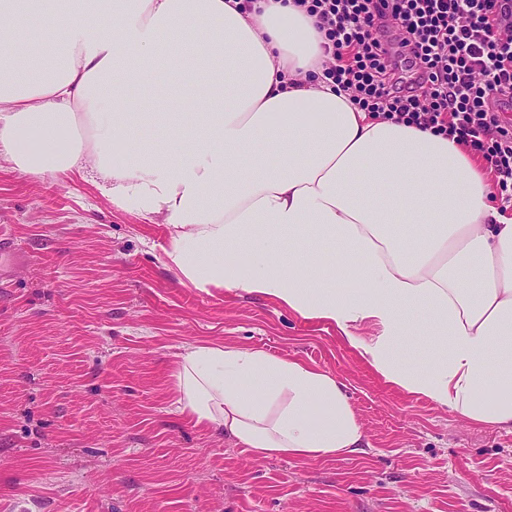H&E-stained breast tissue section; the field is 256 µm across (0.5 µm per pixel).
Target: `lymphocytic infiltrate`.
<instances>
[{"mask_svg": "<svg viewBox=\"0 0 512 512\" xmlns=\"http://www.w3.org/2000/svg\"><path fill=\"white\" fill-rule=\"evenodd\" d=\"M501 0H296L325 36L323 76L360 110L448 135L512 207V18Z\"/></svg>", "mask_w": 512, "mask_h": 512, "instance_id": "1", "label": "lymphocytic infiltrate"}]
</instances>
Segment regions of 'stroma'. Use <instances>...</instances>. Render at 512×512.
Masks as SVG:
<instances>
[{
    "mask_svg": "<svg viewBox=\"0 0 512 512\" xmlns=\"http://www.w3.org/2000/svg\"><path fill=\"white\" fill-rule=\"evenodd\" d=\"M166 237L0 158V512H512V432L391 387L331 325L181 283ZM197 342L329 370L366 453L258 459L194 426L172 374Z\"/></svg>",
    "mask_w": 512,
    "mask_h": 512,
    "instance_id": "obj_1",
    "label": "stroma"
}]
</instances>
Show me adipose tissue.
Listing matches in <instances>:
<instances>
[{
	"mask_svg": "<svg viewBox=\"0 0 512 512\" xmlns=\"http://www.w3.org/2000/svg\"><path fill=\"white\" fill-rule=\"evenodd\" d=\"M238 2L0 0V156L37 176L94 172L113 204L166 224L179 278L334 325L390 386L512 431V218L488 174L448 136L335 92L324 36L294 0ZM23 18L59 27L58 70L13 55ZM143 124L165 148L133 140ZM365 322L377 335H358ZM420 332L433 356L414 369L399 347ZM173 378L181 415L254 457L368 446L344 384L307 362L193 343Z\"/></svg>",
	"mask_w": 512,
	"mask_h": 512,
	"instance_id": "obj_1",
	"label": "adipose tissue"
}]
</instances>
